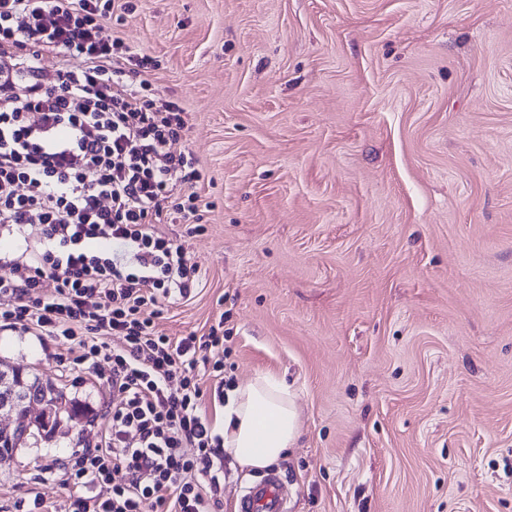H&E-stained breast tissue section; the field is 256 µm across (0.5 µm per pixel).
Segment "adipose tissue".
<instances>
[{
  "mask_svg": "<svg viewBox=\"0 0 512 512\" xmlns=\"http://www.w3.org/2000/svg\"><path fill=\"white\" fill-rule=\"evenodd\" d=\"M224 450L239 466L263 470L284 458L302 435L297 397L274 375H258L227 391Z\"/></svg>",
  "mask_w": 512,
  "mask_h": 512,
  "instance_id": "ef3b65f1",
  "label": "adipose tissue"
}]
</instances>
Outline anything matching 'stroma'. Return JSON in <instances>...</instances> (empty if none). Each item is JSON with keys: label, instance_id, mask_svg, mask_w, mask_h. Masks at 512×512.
Wrapping results in <instances>:
<instances>
[{"label": "stroma", "instance_id": "1", "mask_svg": "<svg viewBox=\"0 0 512 512\" xmlns=\"http://www.w3.org/2000/svg\"><path fill=\"white\" fill-rule=\"evenodd\" d=\"M105 36L177 100L201 282L159 321L223 318L225 384L295 391L288 512H512V0H130ZM75 342L0 327V358L99 409ZM104 419L0 464V505L63 512L51 463Z\"/></svg>", "mask_w": 512, "mask_h": 512}]
</instances>
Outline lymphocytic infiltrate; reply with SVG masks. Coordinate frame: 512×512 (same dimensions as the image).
I'll return each instance as SVG.
<instances>
[{"label":"lymphocytic infiltrate","instance_id":"obj_1","mask_svg":"<svg viewBox=\"0 0 512 512\" xmlns=\"http://www.w3.org/2000/svg\"><path fill=\"white\" fill-rule=\"evenodd\" d=\"M113 9L0 0V227L39 244L0 276L12 300L0 322L77 341L76 364L114 394L99 441L57 462L68 512H142L147 499L156 512H222L224 438L201 410L199 375L224 371V322L180 337L157 324L200 280L163 230L196 215L200 173L172 149L186 121L151 95L146 57L103 38ZM48 52L63 58L51 71Z\"/></svg>","mask_w":512,"mask_h":512}]
</instances>
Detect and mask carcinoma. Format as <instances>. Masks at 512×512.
Wrapping results in <instances>:
<instances>
[{
    "label": "carcinoma",
    "mask_w": 512,
    "mask_h": 512,
    "mask_svg": "<svg viewBox=\"0 0 512 512\" xmlns=\"http://www.w3.org/2000/svg\"><path fill=\"white\" fill-rule=\"evenodd\" d=\"M19 383L29 391L30 397L43 403L44 409L40 417L29 420L23 405H18L16 431L11 435L0 436V461L9 460L19 448V439L38 443L51 440L58 421L73 420L88 412V407L77 400L68 397L64 391L50 381H44L39 375L18 369Z\"/></svg>",
    "instance_id": "carcinoma-1"
}]
</instances>
